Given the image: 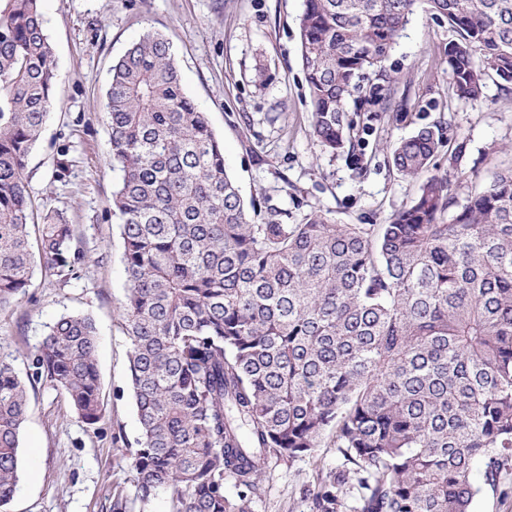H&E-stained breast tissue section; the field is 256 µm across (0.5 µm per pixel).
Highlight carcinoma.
<instances>
[{
	"label": "carcinoma",
	"mask_w": 512,
	"mask_h": 512,
	"mask_svg": "<svg viewBox=\"0 0 512 512\" xmlns=\"http://www.w3.org/2000/svg\"><path fill=\"white\" fill-rule=\"evenodd\" d=\"M421 3L457 33L458 98L481 100L492 74L512 82V0H304L323 149L343 148L356 80L382 68ZM56 77L40 0H0V307L34 263L67 280L84 259L62 213L31 224L27 160ZM104 107L141 499L169 489L173 512H250L271 462L312 458L326 438L338 463L305 493L309 512H473L485 487L512 494V169L459 206L431 174L378 227L320 210L254 224L163 35L145 32L113 63ZM437 144L422 127L392 165L418 176ZM96 349L91 318L67 315L26 378L0 359V512L18 486L26 383L62 392L93 426Z\"/></svg>",
	"instance_id": "cac0c4a2"
}]
</instances>
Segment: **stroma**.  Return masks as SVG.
<instances>
[{
  "instance_id": "35a3bbf8",
  "label": "stroma",
  "mask_w": 512,
  "mask_h": 512,
  "mask_svg": "<svg viewBox=\"0 0 512 512\" xmlns=\"http://www.w3.org/2000/svg\"><path fill=\"white\" fill-rule=\"evenodd\" d=\"M303 0H41L56 62L53 106L27 162L37 211L64 212L85 257L59 280L34 266L25 294L0 308V359L26 373L29 356L60 316L86 315L98 337L96 363L105 413L95 426L64 395L34 385L20 438L18 489L8 512H172L171 491L137 496L128 448L140 425L129 389V341L121 304L123 242L112 216V169L104 93L113 62L145 31L170 43L184 91L206 112L224 144L227 170L255 222L304 223L316 210L339 224H384L417 196L421 178L399 175L391 149L433 127L440 146L431 171L451 174L464 203L491 176L512 167V83L489 78L483 102L452 91L446 20L417 11L383 64L350 99L351 139L322 151L311 135V106L300 63L296 18ZM70 165L56 173V159ZM336 450L271 465L253 512H309L303 494Z\"/></svg>"
}]
</instances>
